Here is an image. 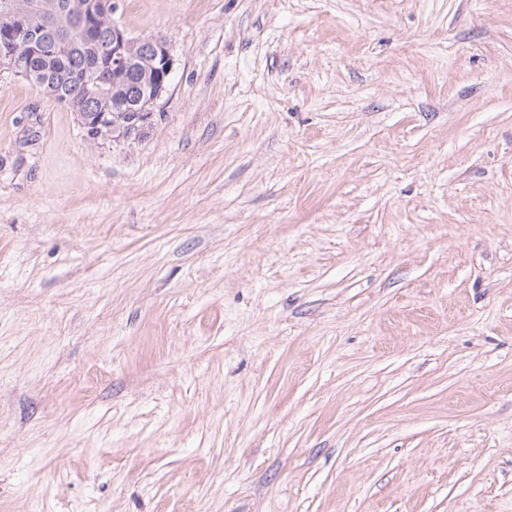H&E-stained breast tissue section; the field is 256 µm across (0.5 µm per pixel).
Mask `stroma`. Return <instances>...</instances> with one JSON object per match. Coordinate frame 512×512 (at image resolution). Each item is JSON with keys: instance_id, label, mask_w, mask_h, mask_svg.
<instances>
[{"instance_id": "1", "label": "stroma", "mask_w": 512, "mask_h": 512, "mask_svg": "<svg viewBox=\"0 0 512 512\" xmlns=\"http://www.w3.org/2000/svg\"><path fill=\"white\" fill-rule=\"evenodd\" d=\"M139 137L0 70V512H512V0H116Z\"/></svg>"}]
</instances>
